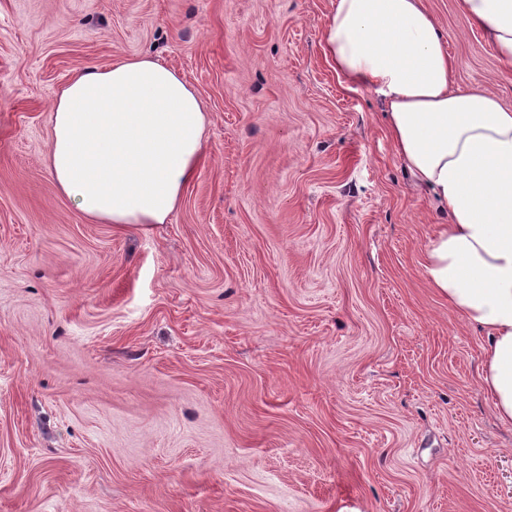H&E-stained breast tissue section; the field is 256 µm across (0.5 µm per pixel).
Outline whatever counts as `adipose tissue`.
<instances>
[{"instance_id": "ef3b65f1", "label": "adipose tissue", "mask_w": 512, "mask_h": 512, "mask_svg": "<svg viewBox=\"0 0 512 512\" xmlns=\"http://www.w3.org/2000/svg\"><path fill=\"white\" fill-rule=\"evenodd\" d=\"M512 67V0H456ZM322 50L338 76L381 98L412 177L448 221L424 247V274L486 334L481 382L512 426V108L461 89L457 62L423 0H333ZM48 168L91 221L163 224L202 159L208 114L159 60L130 57L79 72L51 116Z\"/></svg>"}]
</instances>
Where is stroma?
I'll use <instances>...</instances> for the list:
<instances>
[{
	"instance_id": "1",
	"label": "stroma",
	"mask_w": 512,
	"mask_h": 512,
	"mask_svg": "<svg viewBox=\"0 0 512 512\" xmlns=\"http://www.w3.org/2000/svg\"><path fill=\"white\" fill-rule=\"evenodd\" d=\"M461 88L512 69L424 0ZM330 0H0V512H512L484 338L430 288L445 216ZM150 55L198 94L163 224L91 222L47 168L56 97Z\"/></svg>"
}]
</instances>
